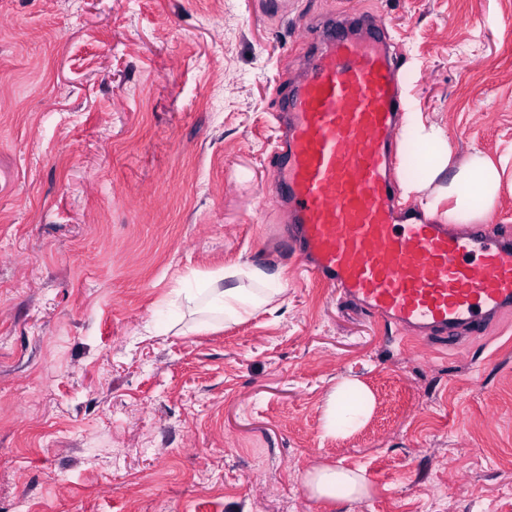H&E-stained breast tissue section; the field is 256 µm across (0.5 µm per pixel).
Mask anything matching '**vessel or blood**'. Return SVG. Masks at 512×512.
<instances>
[{"instance_id":"vessel-or-blood-1","label":"vessel or blood","mask_w":512,"mask_h":512,"mask_svg":"<svg viewBox=\"0 0 512 512\" xmlns=\"http://www.w3.org/2000/svg\"><path fill=\"white\" fill-rule=\"evenodd\" d=\"M387 26L328 24L292 84L274 195L286 199L290 246L320 283L400 328L442 338L480 334L512 307V235L488 224L449 230L395 206L402 96Z\"/></svg>"}]
</instances>
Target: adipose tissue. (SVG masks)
Wrapping results in <instances>:
<instances>
[{"label": "adipose tissue", "mask_w": 512, "mask_h": 512, "mask_svg": "<svg viewBox=\"0 0 512 512\" xmlns=\"http://www.w3.org/2000/svg\"><path fill=\"white\" fill-rule=\"evenodd\" d=\"M403 133L418 148L415 157L418 176L404 181L403 187L406 192L425 195L426 215L442 216L451 224H471L483 219L501 184L495 163L478 151L464 161H453L443 131L425 126L415 112L406 113ZM449 168L454 174L447 189L431 192V185ZM447 198L452 199V206H444ZM202 280L208 283L213 301L228 320L241 319L249 310L270 305L285 292L279 278L246 263L205 274ZM368 399L360 381L342 380L328 398L326 429L333 433L359 425L365 417L364 405ZM303 484L319 500L341 498L353 502L368 492L366 479L360 472L327 464L308 470Z\"/></svg>", "instance_id": "ef3b65f1"}]
</instances>
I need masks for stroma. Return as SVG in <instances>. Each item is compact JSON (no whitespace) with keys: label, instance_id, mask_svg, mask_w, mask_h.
<instances>
[{"label":"stroma","instance_id":"obj_1","mask_svg":"<svg viewBox=\"0 0 512 512\" xmlns=\"http://www.w3.org/2000/svg\"><path fill=\"white\" fill-rule=\"evenodd\" d=\"M354 13L456 160L512 152V0H0V512H512V309L408 340L283 246L279 108ZM245 262L286 293L203 322L184 289ZM324 463L368 496L312 498ZM347 394L353 395L355 400L362 405H357L352 410L345 407L344 401ZM369 395L362 383L356 379H343L329 394L326 409L325 427L329 432L343 430L359 425L365 417V404Z\"/></svg>","mask_w":512,"mask_h":512}]
</instances>
